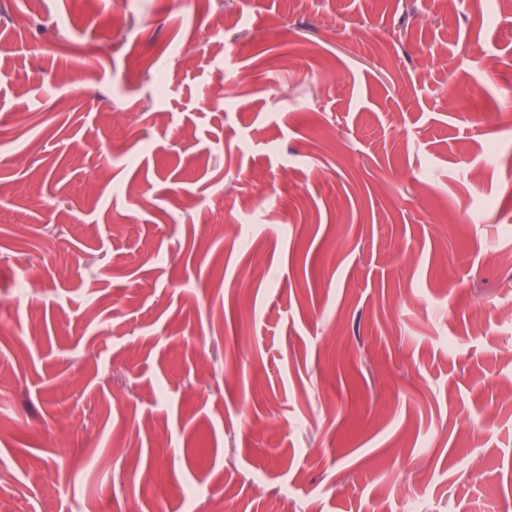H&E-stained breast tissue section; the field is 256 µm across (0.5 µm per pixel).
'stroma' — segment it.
<instances>
[{"label": "stroma", "instance_id": "35a3bbf8", "mask_svg": "<svg viewBox=\"0 0 512 512\" xmlns=\"http://www.w3.org/2000/svg\"><path fill=\"white\" fill-rule=\"evenodd\" d=\"M0 512H512V0H0Z\"/></svg>", "mask_w": 512, "mask_h": 512}]
</instances>
